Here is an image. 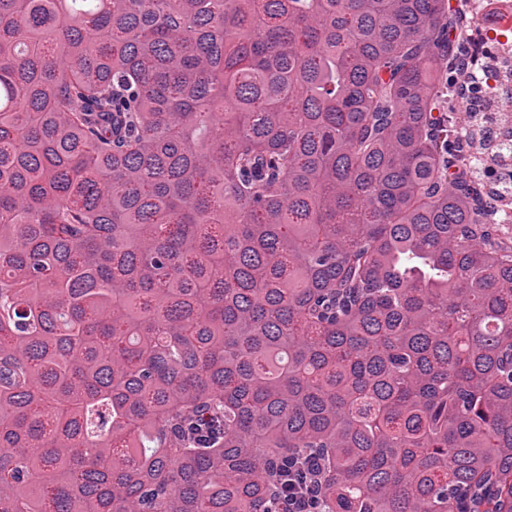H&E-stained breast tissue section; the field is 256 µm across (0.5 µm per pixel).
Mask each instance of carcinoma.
<instances>
[{
  "label": "carcinoma",
  "instance_id": "obj_1",
  "mask_svg": "<svg viewBox=\"0 0 512 512\" xmlns=\"http://www.w3.org/2000/svg\"><path fill=\"white\" fill-rule=\"evenodd\" d=\"M448 0H0V512H512V99ZM498 84L508 57L473 54Z\"/></svg>",
  "mask_w": 512,
  "mask_h": 512
}]
</instances>
